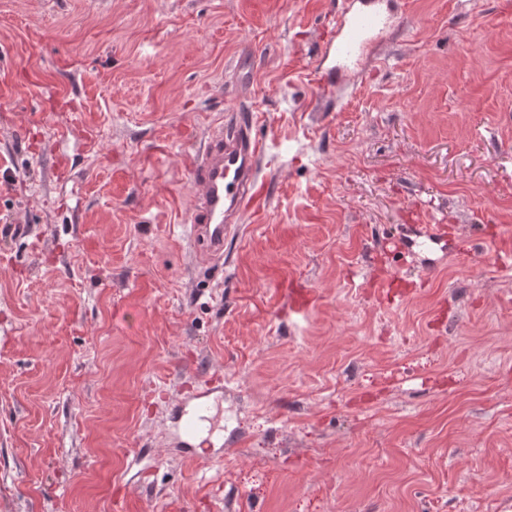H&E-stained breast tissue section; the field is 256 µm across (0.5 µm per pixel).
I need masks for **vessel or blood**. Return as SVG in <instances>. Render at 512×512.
<instances>
[{
    "instance_id": "b4317fda",
    "label": "vessel or blood",
    "mask_w": 512,
    "mask_h": 512,
    "mask_svg": "<svg viewBox=\"0 0 512 512\" xmlns=\"http://www.w3.org/2000/svg\"><path fill=\"white\" fill-rule=\"evenodd\" d=\"M397 20L394 0H340L333 30L316 58V75L325 96H333L341 81L369 48L373 36ZM254 114L231 112L212 125L189 172L195 203L188 215V239L206 257H223L224 239L243 220L262 187L260 164L264 143L258 138ZM211 391L180 400L172 409L175 445L194 447L209 422Z\"/></svg>"
}]
</instances>
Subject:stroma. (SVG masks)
Wrapping results in <instances>:
<instances>
[{"instance_id": "35a3bbf8", "label": "stroma", "mask_w": 512, "mask_h": 512, "mask_svg": "<svg viewBox=\"0 0 512 512\" xmlns=\"http://www.w3.org/2000/svg\"><path fill=\"white\" fill-rule=\"evenodd\" d=\"M399 4L327 99L338 0H0V512H512V0ZM239 109L266 189L197 264ZM255 127L253 113L226 114L225 123L223 119L210 127L202 151L190 162L195 203L188 215L187 236L202 252L197 258H224V238L259 198L265 144ZM222 389L210 388L180 400L172 409L176 448H195L197 438L207 433L211 396Z\"/></svg>"}]
</instances>
